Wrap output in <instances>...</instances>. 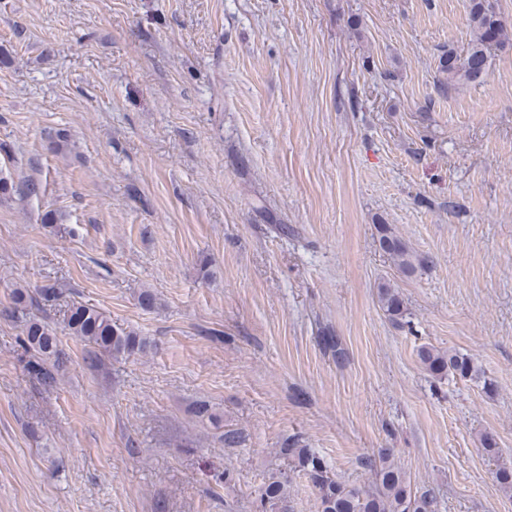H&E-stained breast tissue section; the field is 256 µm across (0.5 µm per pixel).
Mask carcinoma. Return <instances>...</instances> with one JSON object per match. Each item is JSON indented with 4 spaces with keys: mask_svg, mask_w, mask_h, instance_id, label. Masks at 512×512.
<instances>
[{
    "mask_svg": "<svg viewBox=\"0 0 512 512\" xmlns=\"http://www.w3.org/2000/svg\"><path fill=\"white\" fill-rule=\"evenodd\" d=\"M467 26L470 39L466 48L460 51L450 49L440 57L437 85L443 91L458 84L484 83L488 76L491 48L512 43V27L503 20L496 0H469ZM37 192L38 185L31 179L16 182L0 177L1 196L23 199ZM379 245L402 272H415L411 253L396 235L383 231ZM380 303L392 318L404 313L399 293L388 285L382 286ZM66 320L73 336L94 347L88 356L92 362L102 353L131 356L145 347L139 336L117 326L93 306H70ZM21 343L25 352H32L36 357V360L27 362L28 372L42 387L54 386L66 358L52 329L46 323L31 321L25 327ZM418 357L424 369L435 376L482 378L473 360L464 354L423 347ZM280 453L288 460L290 470L309 479L316 494L317 512H428L433 504L429 493L417 495L411 491L405 472L390 452H382L378 459L367 461L372 482L364 488L339 480L324 460L309 448H282ZM288 498L287 471L277 468L269 473L260 494L261 512H287Z\"/></svg>",
    "mask_w": 512,
    "mask_h": 512,
    "instance_id": "1",
    "label": "carcinoma"
}]
</instances>
